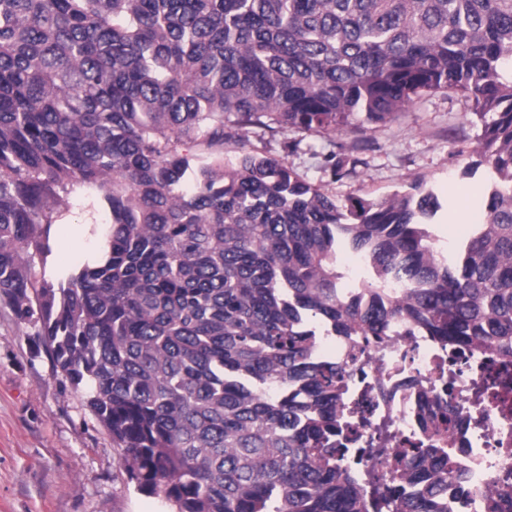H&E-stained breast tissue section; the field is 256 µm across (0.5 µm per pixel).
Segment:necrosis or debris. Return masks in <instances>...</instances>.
Here are the masks:
<instances>
[{"mask_svg":"<svg viewBox=\"0 0 512 512\" xmlns=\"http://www.w3.org/2000/svg\"><path fill=\"white\" fill-rule=\"evenodd\" d=\"M315 354L343 367L352 399L365 401L364 411L353 413L349 424H363L367 435L380 424L390 426L380 450L391 448L399 436L430 447L419 416L447 406L454 415L448 434V512H512V495L502 496L497 486L500 478L512 477V415L489 402L480 422L469 418L476 388L501 374L500 358L458 352L399 321L379 339L318 337Z\"/></svg>","mask_w":512,"mask_h":512,"instance_id":"obj_1","label":"necrosis or debris"}]
</instances>
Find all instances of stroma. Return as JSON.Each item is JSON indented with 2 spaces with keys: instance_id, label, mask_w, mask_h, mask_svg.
<instances>
[{
  "instance_id": "35a3bbf8",
  "label": "stroma",
  "mask_w": 512,
  "mask_h": 512,
  "mask_svg": "<svg viewBox=\"0 0 512 512\" xmlns=\"http://www.w3.org/2000/svg\"><path fill=\"white\" fill-rule=\"evenodd\" d=\"M475 117L453 92L423 97L392 122L325 138L316 134L252 127L227 140L226 161L250 151L284 160L336 196L382 197L414 180L450 199L435 233L454 238L486 191L483 176L464 177L471 161L461 152L472 141ZM353 164L333 177L329 156ZM92 195L77 191L51 240L46 259H35V276L75 265L93 247L72 229L98 222ZM163 496L145 495L128 482L121 449L98 422L83 391L55 371L33 325L17 322L0 300V512H172Z\"/></svg>"
}]
</instances>
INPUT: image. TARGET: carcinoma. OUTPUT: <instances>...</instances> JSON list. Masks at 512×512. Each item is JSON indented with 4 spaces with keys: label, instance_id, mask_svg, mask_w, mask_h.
I'll return each instance as SVG.
<instances>
[{
    "label": "carcinoma",
    "instance_id": "cac0c4a2",
    "mask_svg": "<svg viewBox=\"0 0 512 512\" xmlns=\"http://www.w3.org/2000/svg\"><path fill=\"white\" fill-rule=\"evenodd\" d=\"M442 91L472 102L463 175L487 183L450 256L423 181L339 199L258 152L224 163L229 124L331 134ZM84 188L97 254L36 278ZM341 242L369 268L350 299ZM0 299L175 512L390 508L317 336L400 320L512 359V0H0ZM430 422L420 472L386 454L395 512H448L447 409Z\"/></svg>",
    "mask_w": 512,
    "mask_h": 512
}]
</instances>
